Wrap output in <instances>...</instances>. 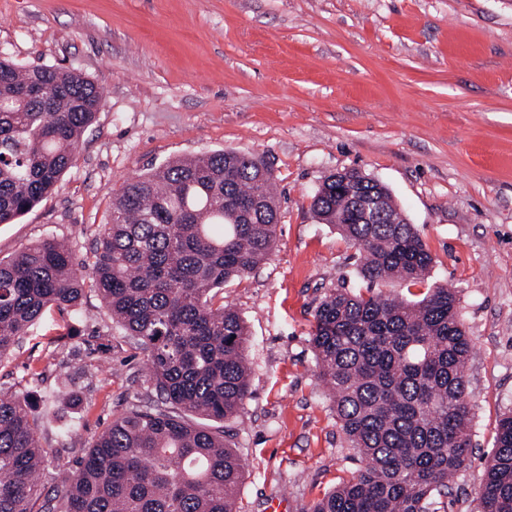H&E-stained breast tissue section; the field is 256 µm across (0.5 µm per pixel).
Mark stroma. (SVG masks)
Listing matches in <instances>:
<instances>
[{"instance_id":"1","label":"stroma","mask_w":512,"mask_h":512,"mask_svg":"<svg viewBox=\"0 0 512 512\" xmlns=\"http://www.w3.org/2000/svg\"><path fill=\"white\" fill-rule=\"evenodd\" d=\"M83 74L103 93L57 190L0 224V259L46 239L90 259L126 180L182 157L264 156L277 244L227 284L244 320L251 395L231 442L244 465L236 512L314 502L362 465L317 378L315 310L365 291L360 255L311 208L324 175L356 168L390 190L472 341L473 454L447 512H475L499 422L512 410V0H0V54ZM84 318L52 310L0 362V392H27L52 466L155 393L147 354L96 293ZM73 400L58 405L60 389Z\"/></svg>"}]
</instances>
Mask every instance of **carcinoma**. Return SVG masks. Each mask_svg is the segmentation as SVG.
Here are the masks:
<instances>
[{
  "label": "carcinoma",
  "instance_id": "carcinoma-1",
  "mask_svg": "<svg viewBox=\"0 0 512 512\" xmlns=\"http://www.w3.org/2000/svg\"><path fill=\"white\" fill-rule=\"evenodd\" d=\"M35 83L40 93L18 104ZM102 103L79 73L0 58V224L57 188ZM369 195L382 199L379 224L352 211ZM312 209L358 248L367 293L337 288L314 314L319 378L363 466L310 512H431L472 455L471 346L456 294L445 285L416 300L373 292L391 279L415 285L433 264L379 181L331 172ZM279 217L266 160L215 151L125 182L92 260L54 240L0 259V361L48 311L83 317L89 288L147 352L157 393L101 431L77 467H59L40 512H235L243 465L218 424L237 419L251 395L248 330L213 300L267 260ZM39 427L29 394H0V512H33L40 498L50 449ZM477 512H512V414L499 424Z\"/></svg>",
  "mask_w": 512,
  "mask_h": 512
}]
</instances>
